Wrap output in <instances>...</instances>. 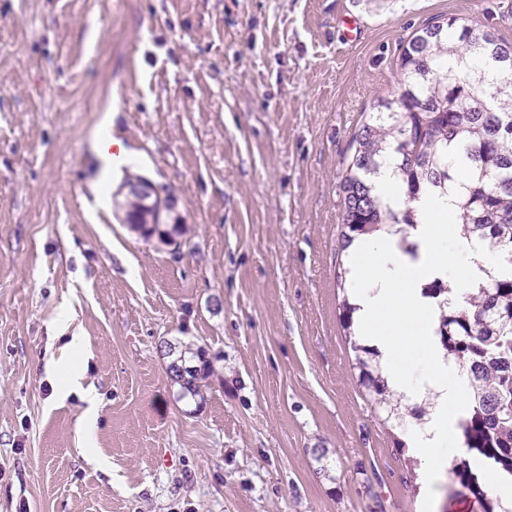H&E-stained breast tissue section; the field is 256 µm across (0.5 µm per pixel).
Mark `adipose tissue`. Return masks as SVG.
I'll list each match as a JSON object with an SVG mask.
<instances>
[{
	"instance_id": "obj_1",
	"label": "adipose tissue",
	"mask_w": 512,
	"mask_h": 512,
	"mask_svg": "<svg viewBox=\"0 0 512 512\" xmlns=\"http://www.w3.org/2000/svg\"><path fill=\"white\" fill-rule=\"evenodd\" d=\"M457 186L447 194H423L414 200L418 223L411 231L415 253L405 252L395 237L355 242L349 250V278L358 310L362 341L377 351L388 384L411 401L429 403V417L413 427L405 443L421 460L430 486H437L458 451L456 422L469 402L466 377L446 360L435 336L438 301L424 293L439 281L461 298L501 263L489 251L461 235L453 222ZM87 358L79 337H71L52 368L57 396L77 395L87 407L84 432L96 423V397L80 383Z\"/></svg>"
}]
</instances>
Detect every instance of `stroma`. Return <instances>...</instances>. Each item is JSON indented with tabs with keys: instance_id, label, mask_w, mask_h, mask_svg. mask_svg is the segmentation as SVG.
<instances>
[{
	"instance_id": "stroma-1",
	"label": "stroma",
	"mask_w": 512,
	"mask_h": 512,
	"mask_svg": "<svg viewBox=\"0 0 512 512\" xmlns=\"http://www.w3.org/2000/svg\"><path fill=\"white\" fill-rule=\"evenodd\" d=\"M438 15L512 43V0H0V512H420L340 320L339 181ZM114 99L128 159L93 212ZM131 174L171 192L180 248L116 212ZM65 309L89 438L47 370ZM167 339L212 360L203 403Z\"/></svg>"
}]
</instances>
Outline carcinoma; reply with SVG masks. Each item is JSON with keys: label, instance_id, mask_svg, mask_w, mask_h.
<instances>
[{"label": "carcinoma", "instance_id": "1", "mask_svg": "<svg viewBox=\"0 0 512 512\" xmlns=\"http://www.w3.org/2000/svg\"><path fill=\"white\" fill-rule=\"evenodd\" d=\"M459 53H483L502 72L485 80L465 69H444L448 44ZM402 92L377 98L353 135L342 172L341 250L380 230L395 228L407 243L417 224L410 206L393 209L374 192L373 178L385 160L393 161L408 201L426 191L448 193V184L467 181L456 201L463 234L489 249L512 247V44L489 30L457 24V18L435 19L415 30L399 56ZM116 206L130 230L146 240L170 245L188 233L186 224H159L155 208L138 196H124ZM439 299L435 335L446 357L467 374L469 408L458 420L464 454L451 461L453 479L466 486L482 512H512L491 491L487 475L512 481V272L492 277L462 303L448 302L451 289L441 282L424 287ZM353 307L343 297L340 318L356 353L360 385L369 400L397 426L420 421L425 408L407 403L381 376L378 354L356 340ZM171 358L168 377L180 387V398L196 399L211 365L201 349L163 341Z\"/></svg>", "mask_w": 512, "mask_h": 512}]
</instances>
